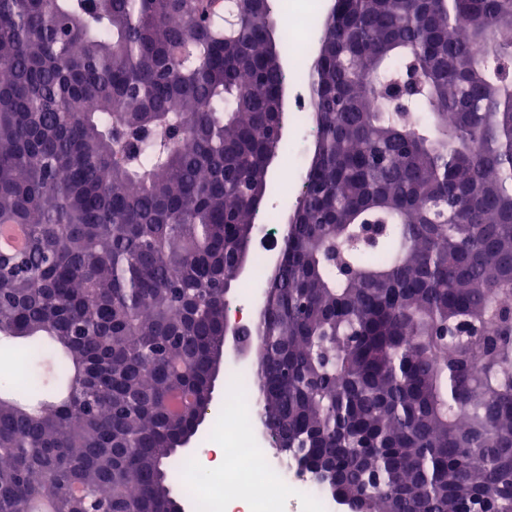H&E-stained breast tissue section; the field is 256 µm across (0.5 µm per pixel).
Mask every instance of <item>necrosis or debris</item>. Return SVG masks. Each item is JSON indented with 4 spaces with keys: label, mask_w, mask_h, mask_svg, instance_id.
<instances>
[{
    "label": "necrosis or debris",
    "mask_w": 512,
    "mask_h": 512,
    "mask_svg": "<svg viewBox=\"0 0 512 512\" xmlns=\"http://www.w3.org/2000/svg\"><path fill=\"white\" fill-rule=\"evenodd\" d=\"M319 14L289 10L284 50L295 67L288 81L295 90L293 124L297 138L288 150L292 164L281 165L277 188L295 187L302 169L303 148L310 135L304 123L310 100L300 69L310 56ZM245 369L233 362L224 370V409L211 433L194 454L181 458L176 467L182 486H205L202 495L189 497L194 512H335V499L322 487L301 475L294 465L275 457L259 438L251 415L252 394L244 389Z\"/></svg>",
    "instance_id": "obj_1"
}]
</instances>
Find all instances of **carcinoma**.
<instances>
[{"mask_svg":"<svg viewBox=\"0 0 512 512\" xmlns=\"http://www.w3.org/2000/svg\"><path fill=\"white\" fill-rule=\"evenodd\" d=\"M271 12L0 0V335L70 392L0 397V512H170L271 189ZM321 38L255 415L360 512H512V0H337ZM27 246V232L22 225L0 227V254L4 256L22 252Z\"/></svg>","mask_w":512,"mask_h":512,"instance_id":"cac0c4a2","label":"carcinoma"}]
</instances>
